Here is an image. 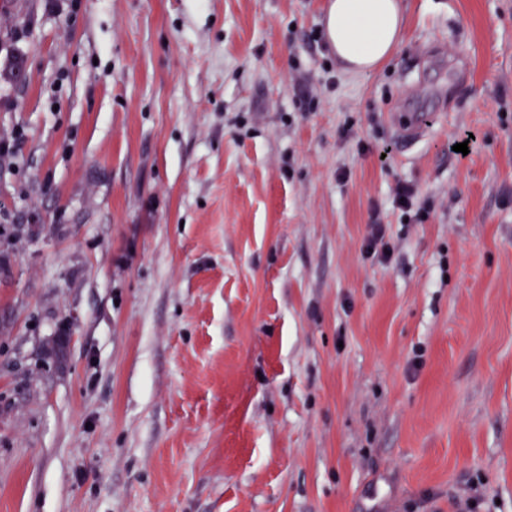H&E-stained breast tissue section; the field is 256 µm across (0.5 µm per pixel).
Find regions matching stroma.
<instances>
[{
	"label": "stroma",
	"mask_w": 512,
	"mask_h": 512,
	"mask_svg": "<svg viewBox=\"0 0 512 512\" xmlns=\"http://www.w3.org/2000/svg\"><path fill=\"white\" fill-rule=\"evenodd\" d=\"M326 4H0V512H512V0ZM324 30L345 71L366 74L379 67L401 40L400 0H330Z\"/></svg>",
	"instance_id": "stroma-1"
}]
</instances>
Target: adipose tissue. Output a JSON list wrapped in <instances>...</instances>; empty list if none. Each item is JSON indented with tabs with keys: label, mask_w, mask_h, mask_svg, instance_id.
<instances>
[{
	"label": "adipose tissue",
	"mask_w": 512,
	"mask_h": 512,
	"mask_svg": "<svg viewBox=\"0 0 512 512\" xmlns=\"http://www.w3.org/2000/svg\"><path fill=\"white\" fill-rule=\"evenodd\" d=\"M324 30L346 72L369 73L389 57L401 39V0H330Z\"/></svg>",
	"instance_id": "ef3b65f1"
}]
</instances>
